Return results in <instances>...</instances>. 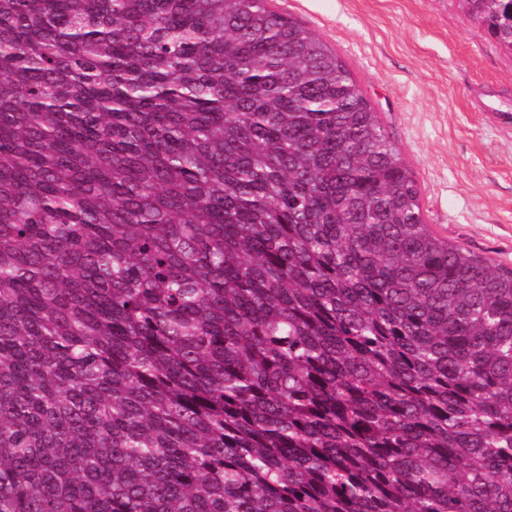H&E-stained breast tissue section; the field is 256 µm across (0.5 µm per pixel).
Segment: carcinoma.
I'll list each match as a JSON object with an SVG mask.
<instances>
[{"instance_id":"cac0c4a2","label":"carcinoma","mask_w":512,"mask_h":512,"mask_svg":"<svg viewBox=\"0 0 512 512\" xmlns=\"http://www.w3.org/2000/svg\"><path fill=\"white\" fill-rule=\"evenodd\" d=\"M0 512H512V268L266 0H0Z\"/></svg>"}]
</instances>
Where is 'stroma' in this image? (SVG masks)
<instances>
[{"instance_id": "35a3bbf8", "label": "stroma", "mask_w": 512, "mask_h": 512, "mask_svg": "<svg viewBox=\"0 0 512 512\" xmlns=\"http://www.w3.org/2000/svg\"><path fill=\"white\" fill-rule=\"evenodd\" d=\"M336 52L431 229L512 267V55L460 0H267Z\"/></svg>"}]
</instances>
